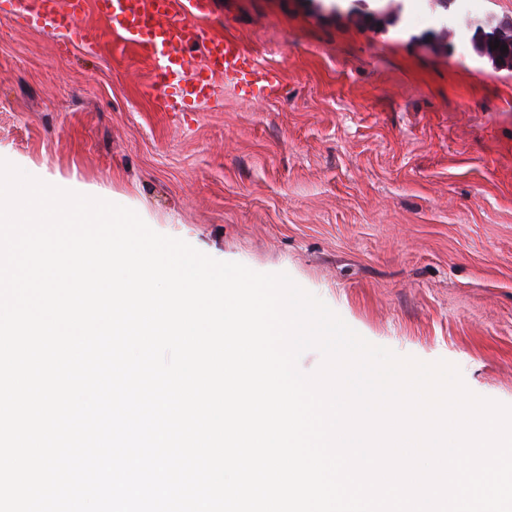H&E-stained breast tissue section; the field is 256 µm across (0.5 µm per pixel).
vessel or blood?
<instances>
[{"label":"vessel or blood","mask_w":512,"mask_h":512,"mask_svg":"<svg viewBox=\"0 0 512 512\" xmlns=\"http://www.w3.org/2000/svg\"><path fill=\"white\" fill-rule=\"evenodd\" d=\"M90 7L124 46L150 57L151 86L159 93L161 111H194L222 82L243 99L271 98L282 87L279 69L235 40L205 33L197 21L201 0H0V20L62 31L69 42L94 46L97 32L82 23Z\"/></svg>","instance_id":"b4317fda"}]
</instances>
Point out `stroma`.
Instances as JSON below:
<instances>
[{"mask_svg":"<svg viewBox=\"0 0 512 512\" xmlns=\"http://www.w3.org/2000/svg\"><path fill=\"white\" fill-rule=\"evenodd\" d=\"M208 0L207 34L281 69L160 111L144 52L0 21V159L133 209L156 232L287 273L370 343L456 365L512 405V70L469 21L512 0ZM450 28L441 41L430 31ZM481 34L478 30L472 35L471 41L473 48L480 58L486 59L495 68L512 69V58H502L495 53L493 49L494 40L498 39L502 42H512V26L508 25H481Z\"/></svg>","mask_w":512,"mask_h":512,"instance_id":"stroma-1","label":"stroma"}]
</instances>
